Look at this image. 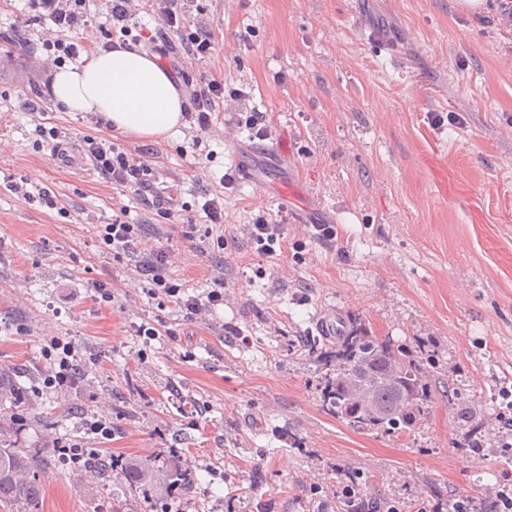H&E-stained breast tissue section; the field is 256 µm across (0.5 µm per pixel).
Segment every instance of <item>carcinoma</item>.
Here are the masks:
<instances>
[{
    "label": "carcinoma",
    "mask_w": 512,
    "mask_h": 512,
    "mask_svg": "<svg viewBox=\"0 0 512 512\" xmlns=\"http://www.w3.org/2000/svg\"><path fill=\"white\" fill-rule=\"evenodd\" d=\"M309 352L321 356L317 388L325 412L357 431L406 434L432 408L429 381L435 365L434 348L420 343L413 348L397 345L389 337L374 336L361 319L353 318L336 345L323 351L320 340L308 344ZM369 388L383 412L366 410L350 396V388ZM129 487L146 497L161 487L173 496L192 482V474L176 456L124 462ZM346 484L356 494L348 498V512H363L357 495L361 475L349 473ZM45 486L35 461L24 448H0V507L4 512H40Z\"/></svg>",
    "instance_id": "cac0c4a2"
}]
</instances>
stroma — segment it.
Masks as SVG:
<instances>
[{
	"label": "stroma",
	"instance_id": "obj_1",
	"mask_svg": "<svg viewBox=\"0 0 512 512\" xmlns=\"http://www.w3.org/2000/svg\"><path fill=\"white\" fill-rule=\"evenodd\" d=\"M497 6L485 0L476 15L459 0H192L177 31L140 13L136 50L165 48L159 63L183 95L213 79L236 101L232 112L216 105L201 140L188 106L154 141L151 174L176 197L164 213L103 178L83 151L91 136L137 157L143 140L94 112L27 109L54 66L41 49L35 67L13 42L25 0H0V372L28 394L0 402V444L37 452L43 512H157L120 470L79 474L58 458L55 439H81L101 417L114 426L105 461L175 448L190 465L195 483L168 512H346L350 470L366 475L361 493L378 507L434 512L468 496L490 512L512 486L501 398L512 390V26ZM86 11L89 25L70 37L104 47L114 31L106 0H86ZM200 28L212 49L194 61ZM258 112L262 140L250 126ZM39 124L73 158L42 147ZM281 142L312 224L237 178L244 165L267 174L261 149ZM22 178L58 208L11 190ZM219 195L214 224L202 205ZM118 214L174 252L166 276L186 294H205L222 263L223 305L190 320L147 294L133 261L101 238ZM278 216L280 250L258 253L247 225ZM330 309L399 344L433 343L435 399L415 433H360L323 411L305 343ZM141 324L165 332L148 340ZM53 337L74 345L79 365L74 389L58 393L42 388Z\"/></svg>",
	"mask_w": 512,
	"mask_h": 512
}]
</instances>
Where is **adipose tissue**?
<instances>
[{"label":"adipose tissue","instance_id":"obj_1","mask_svg":"<svg viewBox=\"0 0 512 512\" xmlns=\"http://www.w3.org/2000/svg\"><path fill=\"white\" fill-rule=\"evenodd\" d=\"M52 103L66 112H96L113 130L142 139L166 136L182 122V98L167 70L127 49L97 50L88 61L57 68Z\"/></svg>","mask_w":512,"mask_h":512}]
</instances>
